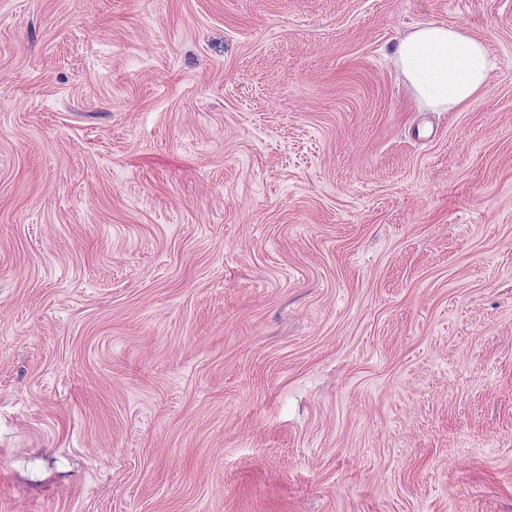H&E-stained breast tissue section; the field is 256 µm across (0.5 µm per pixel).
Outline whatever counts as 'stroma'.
Listing matches in <instances>:
<instances>
[{"label":"stroma","mask_w":512,"mask_h":512,"mask_svg":"<svg viewBox=\"0 0 512 512\" xmlns=\"http://www.w3.org/2000/svg\"><path fill=\"white\" fill-rule=\"evenodd\" d=\"M0 512H512V0H0ZM397 63L420 100L433 109L465 105L484 89L492 60L484 44L445 25H422L399 40Z\"/></svg>","instance_id":"stroma-1"}]
</instances>
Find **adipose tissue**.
Returning a JSON list of instances; mask_svg holds the SVG:
<instances>
[{
    "label": "adipose tissue",
    "mask_w": 512,
    "mask_h": 512,
    "mask_svg": "<svg viewBox=\"0 0 512 512\" xmlns=\"http://www.w3.org/2000/svg\"><path fill=\"white\" fill-rule=\"evenodd\" d=\"M397 63L429 107L452 110L484 89L492 60L484 44L445 25L420 26L399 40Z\"/></svg>",
    "instance_id": "ef3b65f1"
}]
</instances>
